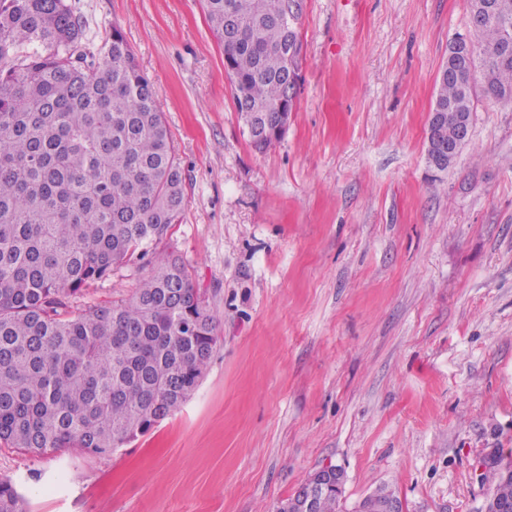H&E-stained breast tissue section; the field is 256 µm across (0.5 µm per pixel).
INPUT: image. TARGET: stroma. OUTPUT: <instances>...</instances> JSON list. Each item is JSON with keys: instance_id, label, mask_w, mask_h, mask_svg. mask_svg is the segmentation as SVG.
<instances>
[{"instance_id": "obj_1", "label": "stroma", "mask_w": 512, "mask_h": 512, "mask_svg": "<svg viewBox=\"0 0 512 512\" xmlns=\"http://www.w3.org/2000/svg\"><path fill=\"white\" fill-rule=\"evenodd\" d=\"M157 91L188 204L177 252L217 343L182 407L107 456L0 450L28 512H276L318 467L342 512H485L512 449V104L477 94L446 172L428 113L468 0H302L301 87L266 152L244 133L201 0H73ZM134 262L74 307L126 301ZM481 466L485 468V472L481 474L482 480L492 481L493 483L492 493L486 505V511L493 512L494 500H512V472L507 475L506 471L509 470L506 469L507 466L512 469V461L497 451H493L492 461L485 465L482 462Z\"/></svg>"}]
</instances>
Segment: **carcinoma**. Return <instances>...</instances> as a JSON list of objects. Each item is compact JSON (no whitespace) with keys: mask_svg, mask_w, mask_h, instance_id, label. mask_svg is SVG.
<instances>
[{"mask_svg":"<svg viewBox=\"0 0 512 512\" xmlns=\"http://www.w3.org/2000/svg\"><path fill=\"white\" fill-rule=\"evenodd\" d=\"M243 130L264 152L290 103L282 48L301 41L300 0H204ZM475 33L485 96L512 103V0ZM70 0H0V444L107 455L173 415L216 345L215 319L173 253L154 254L187 205L157 92L119 28L93 52ZM461 84L439 80L448 110ZM132 260L131 298L75 311L70 298ZM512 460L493 452L486 512L512 500ZM0 512H27L0 480Z\"/></svg>","mask_w":512,"mask_h":512,"instance_id":"1","label":"carcinoma"}]
</instances>
